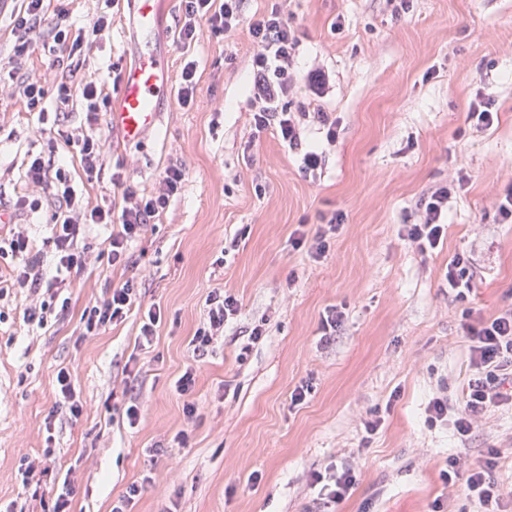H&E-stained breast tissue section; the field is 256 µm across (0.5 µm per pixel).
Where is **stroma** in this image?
Wrapping results in <instances>:
<instances>
[{
    "label": "stroma",
    "instance_id": "1",
    "mask_svg": "<svg viewBox=\"0 0 512 512\" xmlns=\"http://www.w3.org/2000/svg\"><path fill=\"white\" fill-rule=\"evenodd\" d=\"M411 5L400 17L389 0H294L298 66H324L330 86L320 98L298 89L288 106H321L340 121L330 145L315 127L306 131L326 154L312 179L299 171V151L252 135L247 29L229 39L207 33L183 49L180 2L159 0L156 43L173 69L196 62L194 100L165 107L159 129L138 144L123 142L105 117L96 131L110 165H123L138 189L177 161L187 176L132 243V267L104 260L111 226H90L87 242L100 259L75 277L68 312L49 328L24 323V294L0 299V512L13 504L42 512L68 472L73 512H111L134 482L142 490L132 512H472L462 485L445 484L441 473L452 458L469 469L490 448L512 455V408L488 413L463 441L452 425L429 427L426 406L438 395L458 404L470 376L464 308L489 314L512 304V223H500L494 207L512 187V0ZM112 13L89 47L107 91L113 67L132 64L139 50L129 0ZM481 86L496 96L500 122L491 129L467 119ZM50 143L67 156L56 125L0 98V201L23 194L25 152ZM460 170L471 180L448 203L444 245L420 254L401 227L416 223L420 199ZM336 212L344 222L321 260L291 247L297 225L313 228ZM462 251L475 279L461 303L442 279ZM129 278L140 308L84 336L85 307ZM215 288L233 294L240 311L200 356L191 339ZM153 304L162 322L141 350L142 310ZM332 306L344 321L326 344L319 321ZM261 320L266 336L249 343ZM245 344L250 351L237 361ZM190 365L198 374L191 422L174 389ZM62 369L83 403L75 421L52 412ZM304 383L310 393L292 405ZM132 399L140 407L133 426L123 413ZM373 411L382 425L370 435L363 421ZM182 431L188 442L175 446ZM158 442L166 453L150 455ZM33 460L46 472L23 484L21 467ZM332 465L358 477L334 506L308 485L311 472Z\"/></svg>",
    "mask_w": 512,
    "mask_h": 512
}]
</instances>
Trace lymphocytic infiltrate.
I'll list each match as a JSON object with an SVG mask.
<instances>
[{"instance_id": "f902f5d3", "label": "lymphocytic infiltrate", "mask_w": 512, "mask_h": 512, "mask_svg": "<svg viewBox=\"0 0 512 512\" xmlns=\"http://www.w3.org/2000/svg\"><path fill=\"white\" fill-rule=\"evenodd\" d=\"M242 0H181L182 25L178 32L180 44L198 42L204 32L213 35H234L240 26H247L252 39L251 65L253 81L249 97L254 105V133L273 131L278 139L292 149H302L300 170L314 174L323 163V152L304 147V126L296 113L284 105L300 82H308L315 94H324L328 77L314 66L300 70L297 56L300 40L290 22L291 14L284 5L244 18ZM108 13L97 14L90 32L71 33L63 20L46 23L44 0H24V8L14 18L13 41L10 48V70L0 76V97L25 103L32 112H45L46 102H54V122L61 125V136L76 156L88 180H100L106 165V144L95 133L99 115L108 111L110 99L100 82L94 79L75 81L82 70L92 69L94 62L87 49L88 33H99L109 26ZM41 44L48 53L50 72L34 76L23 67L34 44ZM80 111L85 122L67 126L71 112ZM26 193L17 199L18 207L38 211L44 203H52L51 233L43 244L56 258L54 273H47L39 250H36L24 224H7L0 228V259L8 261L12 274L0 279V297L16 288L25 289L27 305L23 318L30 325L46 327L50 318L66 312L70 306V285L74 275L91 263L93 256L84 243L88 226L108 224L107 260L115 268H129L130 246L146 231L149 224L163 213L182 188L186 168L181 164L167 166L155 179L150 192H141L128 184L123 166L112 171L111 183L115 202L99 205L78 199L71 185L66 161L55 147L27 152L22 162ZM470 178L460 175L456 186L436 188L420 202L422 219L406 225V237L419 253L434 251L442 245L448 222V202L454 188H465ZM137 302L133 281L113 287L110 295L86 306L81 323L85 335H98L108 324L119 321ZM207 318L191 339L196 352L208 348L224 333L226 323L239 311L234 295L224 289H212L205 300ZM462 334L467 343L471 374L463 389L458 407H450L447 398L435 397L427 404L432 420H452L459 438H466L495 408L512 405V391L503 384L512 378V307L486 316L473 311L462 315ZM502 454L491 450L486 460L472 465L465 480V496L477 512H501L506 495L502 481L492 477ZM357 483L354 469L344 467L330 473H311L310 488L319 491L329 502L347 500Z\"/></svg>"}]
</instances>
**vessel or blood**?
<instances>
[{
    "instance_id": "obj_1",
    "label": "vessel or blood",
    "mask_w": 512,
    "mask_h": 512,
    "mask_svg": "<svg viewBox=\"0 0 512 512\" xmlns=\"http://www.w3.org/2000/svg\"><path fill=\"white\" fill-rule=\"evenodd\" d=\"M133 25L146 47L131 65L123 68L117 102L109 114V123L123 141L138 143L147 131L156 127L164 103L173 101L172 61L168 53L150 45L158 24L157 0H131Z\"/></svg>"
}]
</instances>
